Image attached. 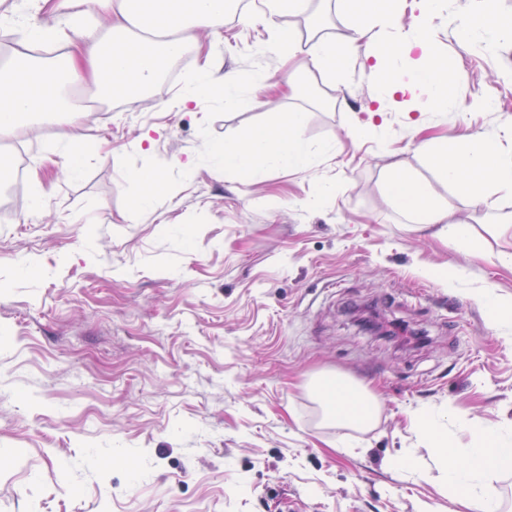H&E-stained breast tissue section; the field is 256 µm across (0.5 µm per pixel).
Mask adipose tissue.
I'll return each mask as SVG.
<instances>
[{
  "instance_id": "1",
  "label": "adipose tissue",
  "mask_w": 512,
  "mask_h": 512,
  "mask_svg": "<svg viewBox=\"0 0 512 512\" xmlns=\"http://www.w3.org/2000/svg\"><path fill=\"white\" fill-rule=\"evenodd\" d=\"M400 0H334L356 34L339 42L326 36H300L285 18L312 13L313 0H265L270 37L264 51L274 53L280 68L254 67L248 78L234 70L215 74L197 67L179 93L180 103L214 100L225 109L253 106V91L286 87L303 90L308 67L343 75L351 57L372 62L378 73L374 99L386 106L398 100L413 102L418 122L447 103L453 68L434 51L426 16L441 12L445 0H421V15L402 23ZM234 13L233 0H13L0 13V28L17 33L10 59L0 63V142L11 139L23 125L73 120L79 110L68 97L70 87L92 85L101 101L122 98L152 85L167 61L189 48L203 49ZM306 112L279 111L273 122L255 127L224 144L204 143L202 152L225 170L261 178L267 168L307 171L327 155L304 137ZM439 181L474 205L493 195L512 193V146L500 133H479L445 144L418 146ZM388 197L395 208L416 224H439L449 241L472 246L471 225L452 218L447 201L404 169L392 167ZM308 390L319 403L324 423L349 432L375 428L380 409L377 396L347 378L322 374ZM467 429V448H451L448 424ZM419 431L438 457L439 487L467 512H499L501 493L492 483L495 470L512 468V425L495 430L475 426L466 418L428 411Z\"/></svg>"
}]
</instances>
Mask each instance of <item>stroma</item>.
I'll return each instance as SVG.
<instances>
[{
    "instance_id": "35a3bbf8",
    "label": "stroma",
    "mask_w": 512,
    "mask_h": 512,
    "mask_svg": "<svg viewBox=\"0 0 512 512\" xmlns=\"http://www.w3.org/2000/svg\"><path fill=\"white\" fill-rule=\"evenodd\" d=\"M450 0L429 17L454 67L448 102L422 130L388 106L382 141L360 138L375 73L351 59L333 79L310 68L336 106L258 93L259 107L177 108L167 83L85 108L73 125L20 128L48 195L0 190V512H466L437 489L414 426L421 410L492 427L512 423V328L478 300L512 299V197L473 210L450 195L417 146L512 128V42L459 41ZM262 27L228 21L211 67L276 66L254 53ZM308 114L306 138L334 156L308 172L267 169L260 182L201 158L271 122ZM84 135L83 176L67 179L54 145ZM155 143L143 152L138 139ZM399 165L472 224L466 250L417 230L386 194ZM162 172L154 211L132 207L131 171ZM331 193L317 198L319 184ZM360 381L377 426L340 448L310 380ZM417 451V467L392 459Z\"/></svg>"
}]
</instances>
